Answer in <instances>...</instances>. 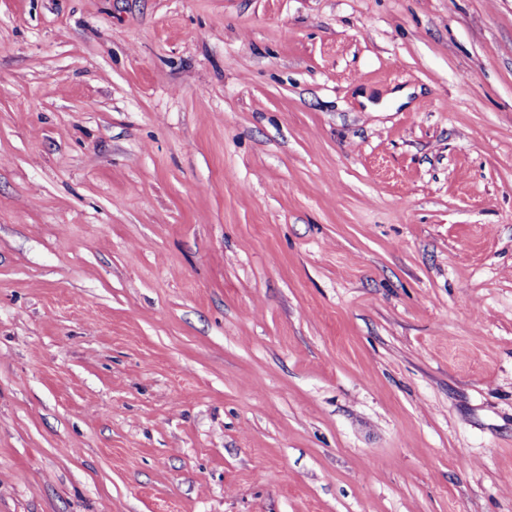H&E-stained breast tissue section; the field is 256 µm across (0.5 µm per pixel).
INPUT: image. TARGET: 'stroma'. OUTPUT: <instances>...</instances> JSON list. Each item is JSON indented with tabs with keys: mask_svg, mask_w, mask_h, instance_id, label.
I'll return each mask as SVG.
<instances>
[{
	"mask_svg": "<svg viewBox=\"0 0 512 512\" xmlns=\"http://www.w3.org/2000/svg\"><path fill=\"white\" fill-rule=\"evenodd\" d=\"M0 512H512V0H0Z\"/></svg>",
	"mask_w": 512,
	"mask_h": 512,
	"instance_id": "35a3bbf8",
	"label": "stroma"
}]
</instances>
